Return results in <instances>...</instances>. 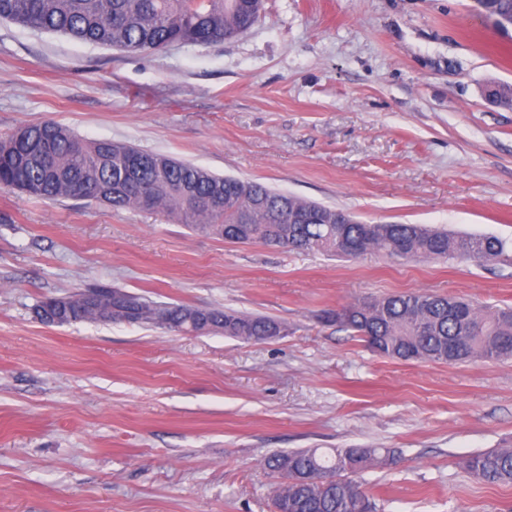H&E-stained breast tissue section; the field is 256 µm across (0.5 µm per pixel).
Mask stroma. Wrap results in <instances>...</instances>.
Returning <instances> with one entry per match:
<instances>
[{"mask_svg": "<svg viewBox=\"0 0 512 512\" xmlns=\"http://www.w3.org/2000/svg\"><path fill=\"white\" fill-rule=\"evenodd\" d=\"M512 31L475 0H264L224 43L128 53L0 21V137L54 121L341 209L512 242ZM108 286L273 317L245 343L46 325ZM512 306V264L331 258L196 234L163 214L0 188V512H273L266 457L385 448L382 512H512L464 468L512 445V360L377 356L322 310L388 294Z\"/></svg>", "mask_w": 512, "mask_h": 512, "instance_id": "stroma-1", "label": "stroma"}]
</instances>
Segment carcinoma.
Segmentation results:
<instances>
[{"label": "carcinoma", "instance_id": "cac0c4a2", "mask_svg": "<svg viewBox=\"0 0 512 512\" xmlns=\"http://www.w3.org/2000/svg\"><path fill=\"white\" fill-rule=\"evenodd\" d=\"M478 3L496 30L512 27V0ZM261 12L262 0H0L1 20L134 53L172 44L217 45L252 27ZM487 95L512 107L511 86H492ZM0 187L114 209H141L147 197L152 210L170 221L236 244L348 257L346 240L364 253L390 257L488 263L506 256V242L495 236L455 235L418 224H364L341 210L164 154L111 140L85 142L51 121L22 126L0 139ZM37 316L56 325L126 323L178 333L192 326L255 343L286 330L272 317L157 302L112 287L48 298L38 305ZM324 320L393 360L460 364L512 358V307L483 313L466 298L415 292L326 310ZM389 457L382 448L273 454L264 468L279 479L275 512H379L358 474ZM465 468L487 484L512 485V449L472 455Z\"/></svg>", "mask_w": 512, "mask_h": 512}]
</instances>
